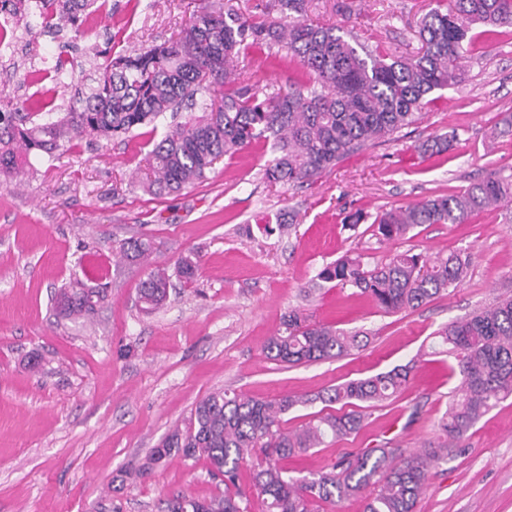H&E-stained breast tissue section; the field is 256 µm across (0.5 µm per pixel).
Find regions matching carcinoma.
<instances>
[{"instance_id":"carcinoma-1","label":"carcinoma","mask_w":512,"mask_h":512,"mask_svg":"<svg viewBox=\"0 0 512 512\" xmlns=\"http://www.w3.org/2000/svg\"><path fill=\"white\" fill-rule=\"evenodd\" d=\"M98 0H17L16 13L28 33L68 26L78 29L81 14ZM308 0H277L280 18L243 17L232 8L201 0L195 22L174 39L139 52L119 54L89 70L80 107L56 119L31 122L0 112V173L18 167L21 155H52L62 143L85 136L126 137L166 113L199 108L170 125L153 144L149 187L178 192L206 178L224 156L263 141L271 157L264 168L272 184L313 180L327 168L369 143L388 138L415 123L432 104L430 95L458 83L466 46L474 29L491 36L512 26V0H451L422 18V51L402 59L357 42L344 23L352 0L337 5L340 19L320 26L308 16ZM287 48L310 79L270 91L234 86L231 64L251 48ZM512 209V174L495 172L455 193L428 197L405 209L381 213L373 220L382 241L405 236L421 224H468L483 211ZM151 245L125 242L123 255L140 259ZM469 255L451 251L428 258L409 250L370 266L360 253L345 255L322 268L317 280L357 289L384 312L416 309L466 280ZM198 261L181 257L173 269L150 272L139 289L144 309L167 297L172 278L191 283ZM105 299L101 288L60 289L58 315L89 319ZM364 331H347L311 322L297 311L285 316L282 329L268 339L267 357L286 364L337 358L361 347ZM448 356L458 364L461 382L439 423L441 440L422 453L404 455L386 441L342 456L330 467L302 477L288 475L278 461L307 453L326 441L357 433L366 414L364 403L383 402L409 381L412 366L357 379L315 399L345 410L317 414L294 430L283 416L301 400L282 396L257 400L214 392L195 406L190 427L168 434L153 449L143 470L174 457H205L214 476L224 481V495L205 502L175 496L164 512H246V494L238 488L239 470L252 464V488L264 496L266 512H313V502L341 501L368 487L364 512H414L431 467L453 456L471 428L502 399L512 395V296L502 297L470 317L442 325L436 332ZM235 491H230V488Z\"/></svg>"}]
</instances>
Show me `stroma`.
<instances>
[{
  "mask_svg": "<svg viewBox=\"0 0 512 512\" xmlns=\"http://www.w3.org/2000/svg\"><path fill=\"white\" fill-rule=\"evenodd\" d=\"M431 0H356L348 27L370 47L402 58L422 46L419 22ZM198 0H107L80 30L22 37L0 56V97L43 120V94L67 111L93 50L129 53L172 38L197 15ZM61 82H36L57 57ZM238 85L276 89L303 78L281 48L252 50L233 66ZM512 28L478 37L462 79L440 90L416 123L350 155L303 185H269V153L256 143L218 161L201 183L175 194L143 184L146 136H87L54 156L28 157L19 175L0 174V512H161L176 495L222 494L205 459L174 458L142 473L152 448L190 424L198 401L229 390L254 398L313 395L353 379L412 364L408 386L371 408L356 435L284 460L291 475L349 452L392 441L404 452L438 437L460 376L453 358L425 354L442 325L512 293V219L485 211L467 224H425L379 241L371 220L389 209L453 193L512 168ZM454 135L448 153L417 146ZM366 221L348 228V215ZM279 219L266 234L263 217ZM131 238L151 243L145 262L122 255ZM413 250L429 257L469 253L460 287L415 310L387 313L352 288L314 287L319 270L350 252L372 264ZM194 254L193 284L174 283L144 311L138 288L151 267ZM102 288L92 320L58 316L55 299L74 280ZM366 331L348 355L298 366L264 348L290 311ZM42 359L33 369V356ZM416 512H512V398L467 434L463 450L431 468Z\"/></svg>",
  "mask_w": 512,
  "mask_h": 512,
  "instance_id": "1",
  "label": "stroma"
}]
</instances>
